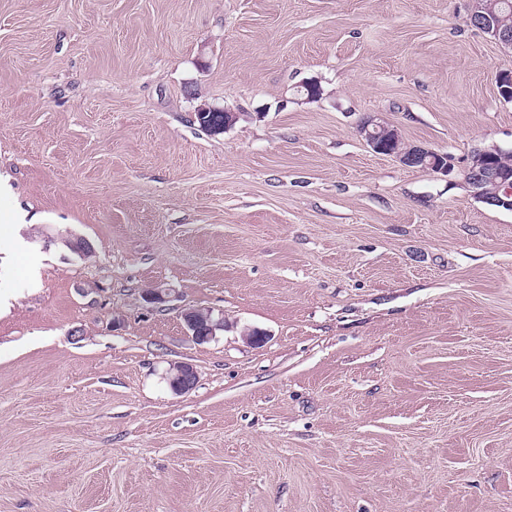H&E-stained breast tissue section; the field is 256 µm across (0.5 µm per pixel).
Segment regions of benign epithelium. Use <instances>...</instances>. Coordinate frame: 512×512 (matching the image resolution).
I'll list each match as a JSON object with an SVG mask.
<instances>
[{
	"instance_id": "obj_1",
	"label": "benign epithelium",
	"mask_w": 512,
	"mask_h": 512,
	"mask_svg": "<svg viewBox=\"0 0 512 512\" xmlns=\"http://www.w3.org/2000/svg\"><path fill=\"white\" fill-rule=\"evenodd\" d=\"M478 0H470L466 23L482 32L490 33L495 41L506 48H512V28L503 20H493L479 11ZM358 133L366 146L374 153L392 156L405 166L418 162L429 161V171L444 176L451 175L455 170L453 160H439L441 153L418 146L412 150L401 152L395 148L399 143L400 134L391 123L374 117L366 119L358 129ZM502 149L490 147L475 150L468 158L466 173L470 187L478 199L500 205L512 211V183L506 177L497 174L490 160L501 154ZM498 185V190L488 191V184ZM47 243H60L76 255H83L92 250L91 244L84 238L72 232L57 231L55 234L44 233ZM184 321L192 338L198 343H204L216 337V333L224 329V318H214L209 308L193 307L184 313ZM169 384L177 392H186L196 383V372L188 364H178L166 373Z\"/></svg>"
}]
</instances>
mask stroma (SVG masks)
Returning a JSON list of instances; mask_svg holds the SVG:
<instances>
[{
	"label": "stroma",
	"instance_id": "1",
	"mask_svg": "<svg viewBox=\"0 0 512 512\" xmlns=\"http://www.w3.org/2000/svg\"><path fill=\"white\" fill-rule=\"evenodd\" d=\"M467 9L0 0V512H512V211L464 179L512 50ZM196 112H206L205 113L206 118H204V119H207L206 120L207 125L202 126L200 121L197 118V115L195 116L196 117L195 119H196V122L198 123L199 127H201L203 130H205L207 132L210 131L213 133H215L214 128L216 126H221V125L222 126L224 125V127L222 129H224V131H225L229 126H231L235 122V120L237 118L234 112H229L225 108H224V110H220V109L206 106L205 104L199 106L198 109L196 110ZM358 133L366 146L374 153L386 156H392L404 166L416 165L419 161L425 162L429 170L435 174L450 176L455 170V163L452 155L448 154V160L437 161L435 157H444L442 153L426 149L418 146L412 150H408L410 145H405L403 141L399 143L401 138L397 128L385 120L377 121V118H367L358 129ZM399 143L400 150H408L401 152L395 148ZM45 243H60L71 250L72 253L82 256L85 252L93 250L91 244L84 238L73 234L71 231L58 230L55 234L45 232ZM184 321L192 338L204 343L216 337L217 331L224 330V316L214 318L210 308L198 306L184 313ZM169 384L177 392H186L196 383V372L188 364L173 365L166 373Z\"/></svg>",
	"mask_w": 512,
	"mask_h": 512
}]
</instances>
